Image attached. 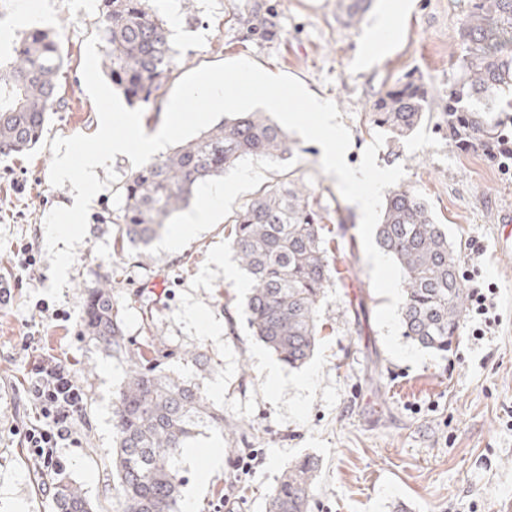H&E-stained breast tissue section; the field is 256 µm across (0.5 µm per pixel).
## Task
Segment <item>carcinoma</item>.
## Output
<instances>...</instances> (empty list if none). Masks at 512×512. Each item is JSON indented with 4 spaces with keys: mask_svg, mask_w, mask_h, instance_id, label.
I'll use <instances>...</instances> for the list:
<instances>
[{
    "mask_svg": "<svg viewBox=\"0 0 512 512\" xmlns=\"http://www.w3.org/2000/svg\"><path fill=\"white\" fill-rule=\"evenodd\" d=\"M371 0H336L349 27ZM102 68L126 101L146 112L160 102L177 70L171 31L151 0H97L94 20ZM62 54L53 31L21 32L11 55L0 60V156L31 150L44 137L58 105ZM430 90L412 78L380 94L373 124L406 136L424 117ZM503 112L512 123V0H476L460 31L459 54L448 86V137L458 148L479 144L488 157L504 148ZM294 143L260 111L226 116L212 127L132 171L116 188L119 214L115 241L146 248L187 207L196 188L247 158L285 160ZM327 211L311 188L290 170L263 184L232 211L227 240L250 291L244 303L253 336L291 368L314 355L323 330L319 312L336 275L335 239L325 234ZM380 247L403 272L400 319L417 346L448 351L466 306L459 248L412 190H391L377 228ZM83 335L125 362L113 401L112 512H181L179 457L204 430L224 432V410L211 404L198 383L171 363L188 353L157 338L143 345L128 336L124 308L115 298L112 273L87 288L80 322ZM320 464L304 456L288 464L269 492L266 512H309ZM55 512H104L68 476L52 486Z\"/></svg>",
    "mask_w": 512,
    "mask_h": 512,
    "instance_id": "1",
    "label": "carcinoma"
}]
</instances>
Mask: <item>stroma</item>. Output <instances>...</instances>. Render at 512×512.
I'll return each mask as SVG.
<instances>
[{"mask_svg": "<svg viewBox=\"0 0 512 512\" xmlns=\"http://www.w3.org/2000/svg\"><path fill=\"white\" fill-rule=\"evenodd\" d=\"M469 0H372L360 23L345 26L336 0H158L177 52V76L205 65L250 59L264 70L300 80L316 97L336 103L350 130L345 159L358 165L377 132L371 122L378 95L406 75L434 95L419 126L400 141L385 139L381 167L403 165V185L422 198L450 241L482 250L477 268L497 292L500 324L476 335L480 321L465 312L448 351L415 367L391 358L375 322L387 297L377 295L358 238L359 208L345 200L335 176L320 169L317 143L298 140L299 151L280 163L246 159L226 172L233 191L223 213L241 205L262 182L297 171L320 205L341 211L351 228L339 246L343 256L320 310L322 338L313 358L298 369L280 366L270 385L265 363H278L251 336L241 309L246 288L224 275L216 254L233 262L224 227L196 228L174 251L153 242L123 256L114 248L116 227L101 223L118 211L114 187L100 191L88 211L84 241L68 272L60 301L44 291L50 262L44 222L51 210L71 204L69 187L49 181L51 142L93 134L96 107L82 76L85 41L96 32V0H0V57L19 31L51 28L64 65L61 106L43 141L27 154L0 157V282L11 300L0 306V512H53L52 474L36 470L22 448V426L33 412L23 379L31 349L72 359L85 392L79 441L64 449L66 474L89 497L112 494L104 461L112 453L114 393L126 366L81 335L85 290L112 272L125 306L127 333L139 342L160 336L196 361L175 369L197 377L202 391L232 435L211 431L194 449L223 455L202 472L198 458L182 455L184 497L191 512H226L220 497L235 489L233 512H265L264 499L289 461L311 455L321 461L312 512H512V255L496 250L499 218L512 209V169H502L480 147L455 148L448 139L445 89L453 76L451 55ZM461 265V275H469ZM149 296V306L135 299ZM238 311L229 335L225 309ZM257 454L259 466L242 472L239 455Z\"/></svg>", "mask_w": 512, "mask_h": 512, "instance_id": "obj_1", "label": "stroma"}]
</instances>
